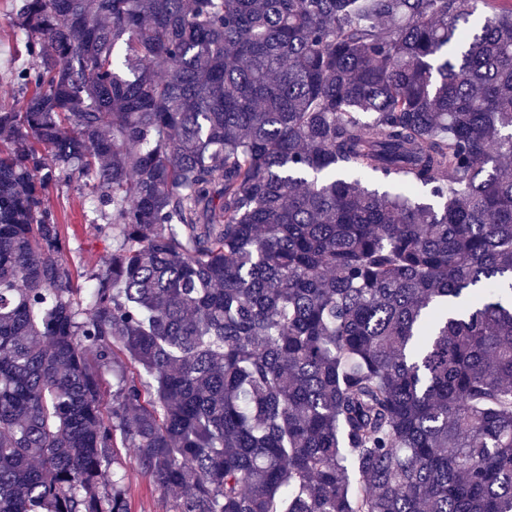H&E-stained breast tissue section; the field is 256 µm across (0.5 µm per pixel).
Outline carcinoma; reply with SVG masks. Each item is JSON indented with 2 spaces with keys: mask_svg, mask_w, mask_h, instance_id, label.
Listing matches in <instances>:
<instances>
[{
  "mask_svg": "<svg viewBox=\"0 0 512 512\" xmlns=\"http://www.w3.org/2000/svg\"><path fill=\"white\" fill-rule=\"evenodd\" d=\"M2 25L0 512H131L121 448L173 512H512V0ZM74 177L115 241L83 290ZM23 42V36L18 31L0 28V103L2 104H11L23 96L18 85L8 75L9 72L31 63Z\"/></svg>",
  "mask_w": 512,
  "mask_h": 512,
  "instance_id": "cac0c4a2",
  "label": "carcinoma"
}]
</instances>
